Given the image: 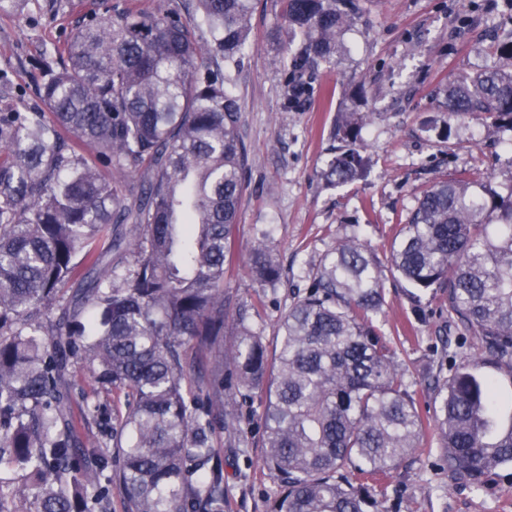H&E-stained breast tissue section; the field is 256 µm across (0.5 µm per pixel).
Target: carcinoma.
Returning a JSON list of instances; mask_svg holds the SVG:
<instances>
[{
    "mask_svg": "<svg viewBox=\"0 0 512 512\" xmlns=\"http://www.w3.org/2000/svg\"><path fill=\"white\" fill-rule=\"evenodd\" d=\"M284 2L293 107L359 6ZM252 9L195 0L192 26L176 13L93 15L42 64L45 111L0 112V464L17 473L0 479V512H109L114 488L124 512H224L214 438L248 446L247 404L262 407L268 512H382L392 472L421 447L426 420L373 325L383 281L358 238L322 258L273 353L256 302L224 296L247 158L233 72ZM445 107L512 129V70L462 78ZM369 117L351 109L337 122L345 149L328 176L338 184L366 167ZM106 167L140 174L139 192L122 200ZM79 254L86 271L67 298ZM113 254L126 259L120 275ZM390 263L410 287L441 294L448 322L480 345L434 385L448 478L479 488L512 466V422L500 423L488 372L512 374V188L504 196L468 176L432 184ZM247 267L263 292L281 282L264 235ZM72 358L130 399L88 447L69 418Z\"/></svg>",
    "mask_w": 512,
    "mask_h": 512,
    "instance_id": "carcinoma-1",
    "label": "carcinoma"
}]
</instances>
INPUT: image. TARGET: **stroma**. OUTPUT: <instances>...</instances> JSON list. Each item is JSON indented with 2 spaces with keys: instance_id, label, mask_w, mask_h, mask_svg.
<instances>
[{
  "instance_id": "stroma-1",
  "label": "stroma",
  "mask_w": 512,
  "mask_h": 512,
  "mask_svg": "<svg viewBox=\"0 0 512 512\" xmlns=\"http://www.w3.org/2000/svg\"><path fill=\"white\" fill-rule=\"evenodd\" d=\"M108 5L112 16L171 12L193 22V0H31L20 16H0V112L36 107L39 64L69 38L81 18ZM360 11L342 36L344 52L322 65L301 106L285 105L280 43L288 39L283 0H255L250 48L235 92L242 105L247 149L245 190L234 259L224 277L230 301L257 296L247 272V247L266 232L279 258L282 283L261 297L256 320L268 349L280 341L279 323L306 275L337 240L357 235L375 254L385 288L376 318L380 334L407 369L423 414L434 411L429 388L456 359L479 350L447 323L442 296L413 303L409 287L390 265L392 241L422 192L460 172H488L499 192L512 187V132L492 119L449 114V84L484 69H510L500 46L512 39V0H359ZM364 87L355 100V87ZM370 113L362 145L370 163L358 180L332 184L328 163L340 112ZM66 380L74 391H97L91 432L104 438L112 426V392L98 390L88 362L75 361ZM226 512H266L275 485L262 467L260 444L230 448L225 435ZM434 437L407 457L390 479L387 512H512V475L490 476L483 487L448 480Z\"/></svg>"
}]
</instances>
